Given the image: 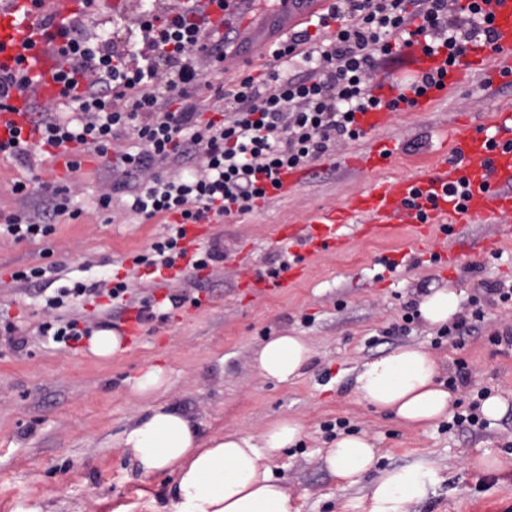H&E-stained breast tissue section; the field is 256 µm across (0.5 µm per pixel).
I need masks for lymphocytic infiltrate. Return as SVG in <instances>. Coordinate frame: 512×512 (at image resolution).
<instances>
[{
    "mask_svg": "<svg viewBox=\"0 0 512 512\" xmlns=\"http://www.w3.org/2000/svg\"><path fill=\"white\" fill-rule=\"evenodd\" d=\"M456 0H335L330 16L320 17L317 29L329 30L327 40L312 39L308 31L293 33L270 53L275 61H303L305 71L289 77L270 72V86L260 88L245 77L223 94L219 117L204 118L193 91L201 86L197 54L220 46L223 35H208L201 14L191 10L146 13L140 35L130 50L118 52L111 40L86 34L80 15L46 28L62 38L69 67L58 81L74 118L56 107L40 106L39 149L52 156L88 152L107 158L115 142L136 139L135 152L112 153L121 177L99 204L109 208L114 195H126L130 212L150 219L175 216L167 236L139 255L135 264L160 274L187 260L201 271L220 259L218 249L188 254L182 244L186 224L220 219L254 210L277 188L281 170L302 168L317 161L340 140L364 134L359 114L372 110L397 111L407 92L424 93L431 76L407 82L406 93L386 99L377 96L379 57L398 56L401 49L424 42L426 49L446 48L449 60L466 53L469 45L494 44L478 7L462 11ZM415 13H408V6ZM421 17L413 25V17ZM198 160L200 171L179 178L155 174L160 164L181 165ZM40 208L11 213L0 221V235L18 241L43 239L54 231V217L69 214L66 187L41 186ZM129 286L116 278L112 287L75 283L48 298L49 320L38 327L40 336L71 345L90 336V327L68 317L67 302L98 297L117 301Z\"/></svg>",
    "mask_w": 512,
    "mask_h": 512,
    "instance_id": "obj_1",
    "label": "lymphocytic infiltrate"
}]
</instances>
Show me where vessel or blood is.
Segmentation results:
<instances>
[{
  "mask_svg": "<svg viewBox=\"0 0 512 512\" xmlns=\"http://www.w3.org/2000/svg\"><path fill=\"white\" fill-rule=\"evenodd\" d=\"M211 28H223L232 57L242 50L266 46L271 30H289L323 13L331 0H227L218 8L214 0H197ZM479 7L497 34L500 55H512V0H481ZM61 40L45 36L33 0H0V68L23 70L30 79L27 89L13 90L8 109L0 111V141L12 127L22 130L30 146L40 134L32 123L34 102L54 103L60 87L53 75L62 65ZM446 51L416 55L412 65L421 74L446 68L445 83L454 86L471 71L490 65L481 45H471L454 66H446ZM452 161L422 168L412 178L376 180L340 209L316 212L303 225L283 226L278 240L288 244L301 237L311 251L345 247L349 231L367 239L392 236L399 221L410 218L411 244L422 248L447 222L458 215L512 212V194L501 192L512 183V112H497L489 130L472 131L461 123L454 131Z\"/></svg>",
  "mask_w": 512,
  "mask_h": 512,
  "instance_id": "obj_1",
  "label": "vessel or blood"
}]
</instances>
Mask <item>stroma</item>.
Wrapping results in <instances>:
<instances>
[{"label":"stroma","mask_w":512,"mask_h":512,"mask_svg":"<svg viewBox=\"0 0 512 512\" xmlns=\"http://www.w3.org/2000/svg\"><path fill=\"white\" fill-rule=\"evenodd\" d=\"M124 2L114 12L91 7L85 20L91 33H120L119 50L146 8L144 0ZM198 66L203 84L196 93L212 107L220 103V88L277 64L261 49L241 64L202 52ZM500 106L512 108V76L493 82L474 71L424 111L389 113L381 130L332 145L309 166L297 191L269 193L252 212L206 224L204 244L218 246L222 260L165 288L155 287L133 259L165 235L166 224L115 206L100 208L98 197L111 192L117 175L82 154L80 170L65 181L75 216L57 217L54 234L35 242L0 237V309L27 336L22 350L0 348V512L34 506L42 512H150L149 503L165 504L173 475L142 477L120 446L141 410L129 398V385L148 363L167 371L156 404L187 414L203 438L228 429L258 436L283 416L301 423L300 441L277 462L296 512H365L367 482L340 483L323 461L338 435L362 433L378 450L375 471L417 464L437 470L417 512H512V346L496 341L512 329V303L488 292L492 286L512 289V213L460 218L423 253L408 257L391 239L356 237L345 251L314 253L300 246L286 250L276 241L282 225L300 223L319 208H340L377 179L409 178L451 156V130L465 121L480 127ZM380 141L390 153L379 167L347 165L348 157ZM55 165L40 154L30 170L0 159V214L33 207L34 196L14 193L15 182H52ZM493 235L501 240L496 256L474 253L477 240ZM449 252L457 257L455 266L435 262V255ZM298 260L309 269L300 283L271 294L247 288V278ZM389 260L397 261L396 270L386 268ZM37 265L56 266L51 282L12 280L14 270ZM116 271L131 283L122 305L87 303L77 314L125 332L142 301L181 295L188 302L168 319L143 322L138 335L127 337L126 352L108 359L89 355L86 342L70 349L39 336L50 292L75 281L108 284ZM446 285L460 294L461 315L469 320L461 336H439L416 315L420 294ZM194 297L200 305H191ZM285 332L303 337L312 356L301 378L281 384L261 375L254 352ZM405 345L423 346L437 357L453 394L449 415L479 413L489 396L503 398L505 411L485 427L452 429L443 420L423 428L358 401L361 365ZM462 375L468 385L459 384ZM486 452L501 468L472 467V459Z\"/></svg>","instance_id":"1"}]
</instances>
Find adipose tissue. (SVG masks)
<instances>
[{"instance_id": "obj_1", "label": "adipose tissue", "mask_w": 512, "mask_h": 512, "mask_svg": "<svg viewBox=\"0 0 512 512\" xmlns=\"http://www.w3.org/2000/svg\"><path fill=\"white\" fill-rule=\"evenodd\" d=\"M460 302L456 289L433 287L421 296L418 310L425 321L442 326L460 313ZM310 358L302 337L283 333L264 341L254 362L264 377L289 383L302 376ZM439 373L429 351L406 345L363 363L355 392L398 421L427 426L447 417L452 400ZM166 382L162 366L149 364L141 370L129 394L145 409L121 440L142 476L168 472L176 477L167 504L156 512H293L291 497L273 464L300 440L299 421L278 418L258 437L228 430L205 439L187 415L152 405ZM376 459L377 450L366 436L342 435L328 448L324 463L338 480L352 486L372 470ZM435 478V470L426 466L382 471L369 486L367 512H415Z\"/></svg>"}]
</instances>
